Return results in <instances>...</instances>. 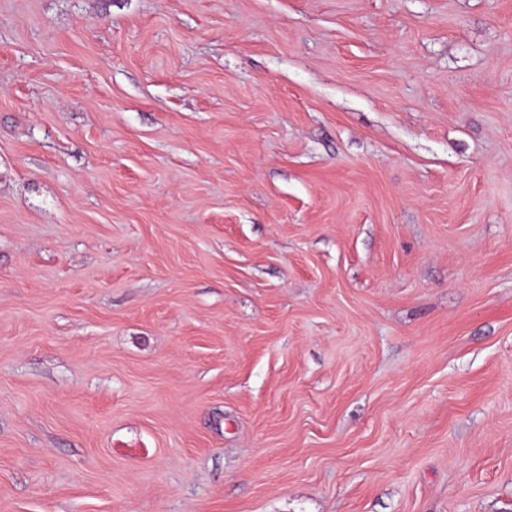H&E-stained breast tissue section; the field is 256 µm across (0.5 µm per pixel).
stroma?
Segmentation results:
<instances>
[{"instance_id": "obj_1", "label": "stroma", "mask_w": 512, "mask_h": 512, "mask_svg": "<svg viewBox=\"0 0 512 512\" xmlns=\"http://www.w3.org/2000/svg\"><path fill=\"white\" fill-rule=\"evenodd\" d=\"M0 512H512V0H0Z\"/></svg>"}]
</instances>
